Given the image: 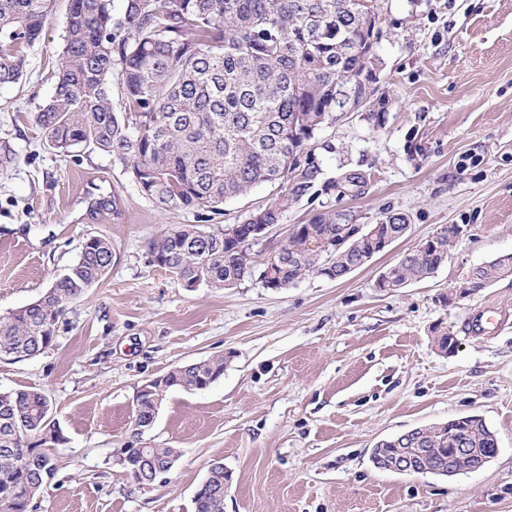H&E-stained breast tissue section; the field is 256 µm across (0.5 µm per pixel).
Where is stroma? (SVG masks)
I'll use <instances>...</instances> for the list:
<instances>
[{"label":"stroma","instance_id":"stroma-1","mask_svg":"<svg viewBox=\"0 0 512 512\" xmlns=\"http://www.w3.org/2000/svg\"><path fill=\"white\" fill-rule=\"evenodd\" d=\"M383 127L364 114L325 127L326 176L362 186L304 200L259 240L260 261L287 227L321 213L373 224L387 212L408 233L340 280L319 275L273 291L182 288L154 265L150 241L195 212L164 211L121 164L49 147L33 114L54 91L68 0H55L15 84L0 86V315L42 295L86 237H106L105 277L62 316L34 358L0 359V391L46 392L66 441L33 512H193L213 461L230 475L224 512H512V276L453 304L443 298L474 266L512 253V0H377ZM117 209H99L100 197ZM444 224H459L447 262L387 293L379 273ZM500 322L471 332L475 313ZM457 340L451 354L436 330ZM213 356L223 376L167 392L138 447L169 446L167 481L139 487L116 465L131 441L137 393L175 366ZM485 419L498 452L450 478L375 469V444L467 415Z\"/></svg>","mask_w":512,"mask_h":512}]
</instances>
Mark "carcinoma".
<instances>
[{"label": "carcinoma", "instance_id": "carcinoma-1", "mask_svg": "<svg viewBox=\"0 0 512 512\" xmlns=\"http://www.w3.org/2000/svg\"><path fill=\"white\" fill-rule=\"evenodd\" d=\"M54 0H0V85L17 82L26 50L39 42ZM360 0H69L54 92L33 121L46 143L62 152L104 154L121 164L142 195L163 210H192L211 220L224 202L268 183L280 187L269 204L250 211L236 238L198 224L176 226L151 241L153 264L182 285L201 280L230 288L246 280L287 286L324 274L323 242L347 239L336 252L342 272L371 255L374 244L350 226L346 213L318 215L289 234L286 257L257 265L243 245L250 224H279L292 205L336 190L323 180L318 135L342 114L362 111L365 71L379 30ZM292 179L281 183L288 168ZM382 234L410 227L403 213L376 223ZM457 227L444 224L434 244L405 253L390 266L392 289L420 282L448 260ZM112 263V244L85 239L78 259L52 290L0 317V355L29 359L51 346L56 324L93 288ZM478 290L512 275V254L472 268ZM224 374L216 357L173 369L160 394L195 391ZM47 394L37 388L0 392V512H28L56 471L51 449L65 443L46 422ZM151 396H140L134 424L150 421ZM11 417L33 449L12 441ZM424 466L448 470V449L463 434L469 447H494V431L479 415L419 431ZM15 448L17 453H4ZM154 464L180 458L176 448H147ZM193 512H224V464L215 461Z\"/></svg>", "mask_w": 512, "mask_h": 512}]
</instances>
